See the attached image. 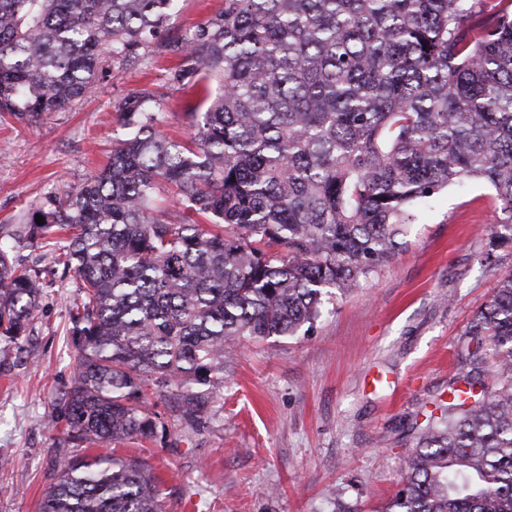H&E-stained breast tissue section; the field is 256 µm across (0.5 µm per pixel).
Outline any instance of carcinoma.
<instances>
[{
  "label": "carcinoma",
  "instance_id": "carcinoma-1",
  "mask_svg": "<svg viewBox=\"0 0 512 512\" xmlns=\"http://www.w3.org/2000/svg\"><path fill=\"white\" fill-rule=\"evenodd\" d=\"M177 2L0 0V119L66 112L149 47L175 60L118 104L103 167L0 224L1 341L44 296L21 250L80 285L47 424L99 452L65 455L39 512H162L147 460L111 447L207 428L227 343L309 332L450 185L512 219V0H224L184 39ZM167 88L195 96L185 140L157 129ZM466 336L387 512H512V272Z\"/></svg>",
  "mask_w": 512,
  "mask_h": 512
}]
</instances>
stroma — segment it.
<instances>
[{"label": "stroma", "mask_w": 512, "mask_h": 512, "mask_svg": "<svg viewBox=\"0 0 512 512\" xmlns=\"http://www.w3.org/2000/svg\"><path fill=\"white\" fill-rule=\"evenodd\" d=\"M168 58L145 51L70 111L0 124V224L80 185L123 138L117 106L163 83ZM505 219L482 183L443 191L405 247L345 293L307 334L224 350V407L185 438L170 429L148 461L163 512H382L401 487L433 402L459 369L466 330L512 271L493 247ZM79 294L54 281L19 345H0V512H39L66 447L46 416L69 387L65 329Z\"/></svg>", "instance_id": "35a3bbf8"}]
</instances>
